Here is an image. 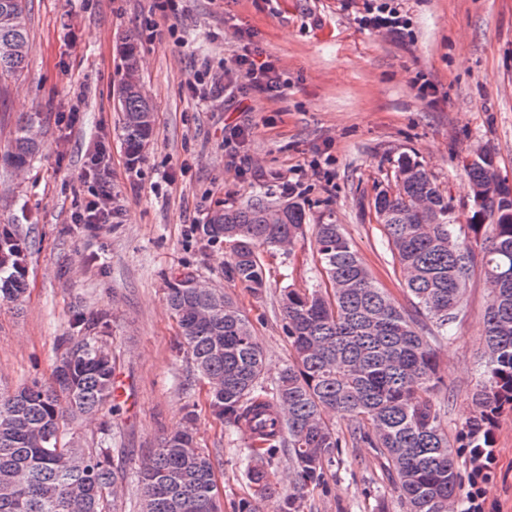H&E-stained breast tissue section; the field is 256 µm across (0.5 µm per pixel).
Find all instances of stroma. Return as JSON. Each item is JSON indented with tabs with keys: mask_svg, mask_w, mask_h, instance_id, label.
Segmentation results:
<instances>
[{
	"mask_svg": "<svg viewBox=\"0 0 512 512\" xmlns=\"http://www.w3.org/2000/svg\"><path fill=\"white\" fill-rule=\"evenodd\" d=\"M398 2L412 22L402 41L359 27L366 0H176L168 16L154 0H32L28 68L0 89V157L18 120L33 112L45 147L22 170L0 166V225L16 226L30 242L25 299L0 300V392L50 380L55 338L75 310L105 314L123 394L109 418L116 464L136 469L191 411L197 441L215 461L223 512L253 498L243 453L249 437L211 416L165 292L190 272L233 296L263 347L267 377H275L290 355L281 290L312 286L315 235L262 252L267 286L256 293L226 276L229 245L201 240L190 225L258 192L298 201L309 224H340L405 307L399 267L372 208L377 191L394 186L399 158L427 168L459 226L474 215L466 156L491 150L500 177L512 180V0ZM129 37L140 47L138 76L155 119V137L135 164L121 147L114 103L120 44ZM250 45L275 61L288 81L283 94L241 104L188 93L194 72L223 80ZM419 81L435 86L434 100L419 97ZM237 125L250 128L247 140L230 137ZM243 160L249 170L241 177ZM102 186L112 194V222L75 228L73 213ZM487 303L483 277L473 275L464 315L436 346L432 398L445 407L452 439L474 413ZM493 446L485 512H512V409L499 416ZM325 481L310 488L303 512H404L375 449H340ZM253 500L256 512H268L270 499Z\"/></svg>",
	"mask_w": 512,
	"mask_h": 512,
	"instance_id": "obj_1",
	"label": "stroma"
}]
</instances>
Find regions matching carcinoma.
Masks as SVG:
<instances>
[{
    "instance_id": "obj_1",
    "label": "carcinoma",
    "mask_w": 512,
    "mask_h": 512,
    "mask_svg": "<svg viewBox=\"0 0 512 512\" xmlns=\"http://www.w3.org/2000/svg\"><path fill=\"white\" fill-rule=\"evenodd\" d=\"M29 0H0V81L17 80L28 66ZM125 70L137 68L139 45L129 39ZM121 137L128 160L143 156L154 134L152 105L131 84L119 87ZM39 113L22 119L3 165L24 167L40 151ZM475 223L450 224L448 195L418 161L404 156L395 188L373 199L376 221L404 276L411 310L390 299L340 225H315L318 273L313 288L282 290L291 354L271 383L252 323L236 301L215 288H195L191 273L168 283L167 303L183 347L208 386L209 408L226 428L245 430L247 477L255 493L281 492L272 468L288 450L283 512H300L309 487L342 440L330 417L344 416L352 442L388 461L394 491L406 512H454L460 495L456 460L442 428L444 412L430 397L437 383L433 345L464 315V294L475 268L490 299L485 309L489 358L474 393L476 414L462 428L463 446L487 448L492 428L512 407V200L503 196L494 157L479 151L464 168ZM305 208L255 194L194 227L211 243L229 242V277L254 290L265 284L258 249L291 247L304 234ZM486 245L474 248L479 235ZM27 243L0 226V298L26 293L21 269ZM110 322L75 311L56 337L51 381L33 379L0 394V512H117L113 491L127 478L141 489V512H221L214 461L193 429L163 439L129 474L115 465L108 426L92 446L61 442L71 423L114 408L115 367L103 348Z\"/></svg>"
}]
</instances>
